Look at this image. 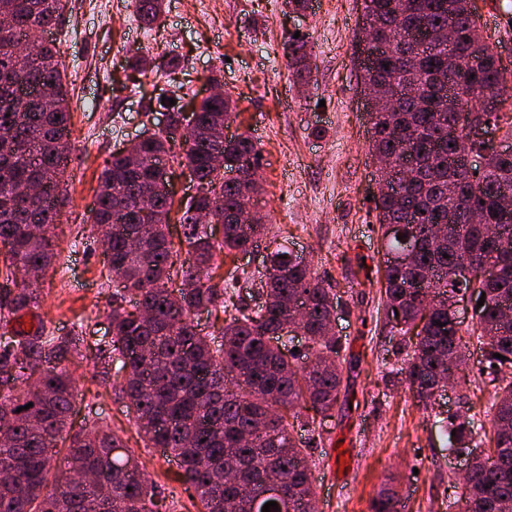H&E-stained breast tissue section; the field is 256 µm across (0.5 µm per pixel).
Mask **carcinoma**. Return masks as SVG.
Wrapping results in <instances>:
<instances>
[{
    "label": "carcinoma",
    "instance_id": "1",
    "mask_svg": "<svg viewBox=\"0 0 512 512\" xmlns=\"http://www.w3.org/2000/svg\"><path fill=\"white\" fill-rule=\"evenodd\" d=\"M134 4L141 24L159 22L161 0ZM63 10L64 0H0V132L7 136L0 139V320L39 308L37 286L17 280L16 271L43 274L58 257L54 227L72 123L61 51L42 33ZM361 20L380 37L364 63V83L396 96L391 109L371 113L385 254L403 253L408 237L422 241L409 259L384 268L391 332L416 338L398 373L431 409L448 372L466 365L462 332L477 337L502 382L491 407L493 435L485 447L482 420L451 422L448 450L472 462L461 512H512V318L502 312L512 309V158L472 145L483 159L477 179L455 162L464 124L448 101V28L473 80L494 96L490 106L468 100L467 116L512 142L508 69L473 27L466 0H363ZM306 46L301 37L288 39V66L303 83L311 73ZM134 67L173 73L178 63L141 56ZM178 102H159L165 128L132 156L112 155L99 176L89 224L109 229L100 239L103 265L121 285L112 294L111 341L86 347L77 333L52 336L41 327L0 345V512H152L154 486L108 424L87 417L73 430L77 386L66 363L88 357L106 364L102 376L122 375L126 408L146 447L177 461L178 480L195 490L203 512H262L274 487L294 512H313L299 431L328 415L339 397L342 342L330 332L337 294L285 244L253 273H232L224 286L213 281L221 253L257 248L270 233L259 217L238 219L260 194L253 176L261 149L249 134L227 140L217 133V124L238 117L228 96ZM187 110L198 121L185 134ZM218 153L222 170L213 165ZM172 160L201 187L179 218L183 257L169 235L173 198L162 182ZM199 212L223 225L222 239L197 222ZM463 259L474 264L473 276L459 282ZM495 264L499 272L485 280L483 267ZM241 280L252 288L244 308L231 301ZM461 291L473 304L485 302L472 327L454 331L448 299ZM200 311L224 314L220 340L194 324ZM287 328L305 337L306 352L281 346ZM305 409L314 415L303 417ZM398 506L396 494H380L370 512Z\"/></svg>",
    "mask_w": 512,
    "mask_h": 512
}]
</instances>
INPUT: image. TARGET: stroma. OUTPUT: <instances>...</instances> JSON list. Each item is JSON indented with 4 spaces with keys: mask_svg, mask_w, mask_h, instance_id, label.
I'll return each instance as SVG.
<instances>
[{
    "mask_svg": "<svg viewBox=\"0 0 512 512\" xmlns=\"http://www.w3.org/2000/svg\"><path fill=\"white\" fill-rule=\"evenodd\" d=\"M163 0L159 24L143 27L132 0H69L48 32L63 52L70 89L74 150L58 209L60 258L40 278L41 325L55 335L81 326L86 344L111 337L112 290L97 242L87 240L105 159L146 126L149 100L176 87L202 97L207 78L220 73L241 115L228 136L249 132L262 150L260 214L273 233L309 259L335 288L336 334L344 345L341 391L306 449L316 512H368L372 498L393 489L404 512H458L464 457L450 453L443 421L485 415L496 388L480 372L483 351L469 339L464 377L418 407L401 376V341L384 309L380 277L383 231L376 222L372 130L355 35L360 0H309L306 10L286 0ZM484 36L512 70V0H477ZM308 40L312 74L301 86L287 62L284 41ZM178 58L175 73L130 68L134 57ZM103 100L106 109L94 108ZM74 423L107 420L160 488L154 512H199L194 491L176 478L172 458L144 447L119 386L94 376L92 362L74 360Z\"/></svg>",
    "mask_w": 512,
    "mask_h": 512,
    "instance_id": "35a3bbf8",
    "label": "stroma"
}]
</instances>
